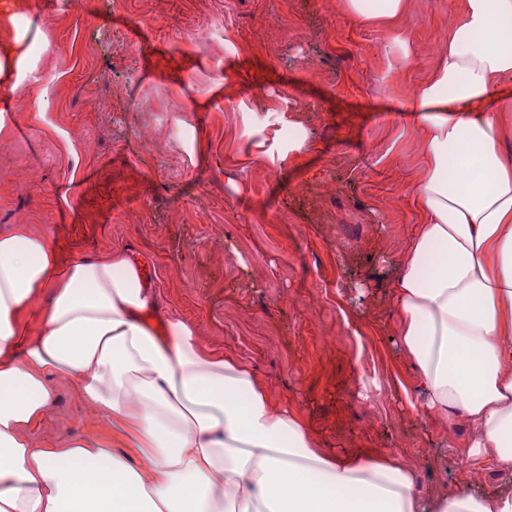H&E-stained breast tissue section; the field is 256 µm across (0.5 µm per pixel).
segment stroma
I'll use <instances>...</instances> for the list:
<instances>
[{
	"label": "stroma",
	"mask_w": 512,
	"mask_h": 512,
	"mask_svg": "<svg viewBox=\"0 0 512 512\" xmlns=\"http://www.w3.org/2000/svg\"><path fill=\"white\" fill-rule=\"evenodd\" d=\"M26 3L39 80L0 134V232L144 259L150 325L185 320L203 351L241 359L316 447L399 451L426 495L511 489L512 468L470 455L465 421L406 404L392 302L419 222L416 91L461 0H408L385 25L344 0ZM55 389L32 447L93 437L137 458L76 381ZM372 389L377 407L354 400Z\"/></svg>",
	"instance_id": "35a3bbf8"
}]
</instances>
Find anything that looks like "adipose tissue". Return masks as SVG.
Instances as JSON below:
<instances>
[{
	"instance_id": "ef3b65f1",
	"label": "adipose tissue",
	"mask_w": 512,
	"mask_h": 512,
	"mask_svg": "<svg viewBox=\"0 0 512 512\" xmlns=\"http://www.w3.org/2000/svg\"><path fill=\"white\" fill-rule=\"evenodd\" d=\"M0 132L35 70L20 12L0 14ZM512 0H465L448 52L417 92L422 221L393 289L399 347L416 369L410 407L464 418L474 453L512 467ZM51 291L49 304L35 299ZM125 249L60 264L25 225L0 233V512H512V491L435 496L395 454L316 448L304 419L251 368L204 353L179 318L157 338ZM38 319L39 336L26 332ZM138 449L131 464L86 437L34 448L22 434L55 402L51 379Z\"/></svg>"
}]
</instances>
